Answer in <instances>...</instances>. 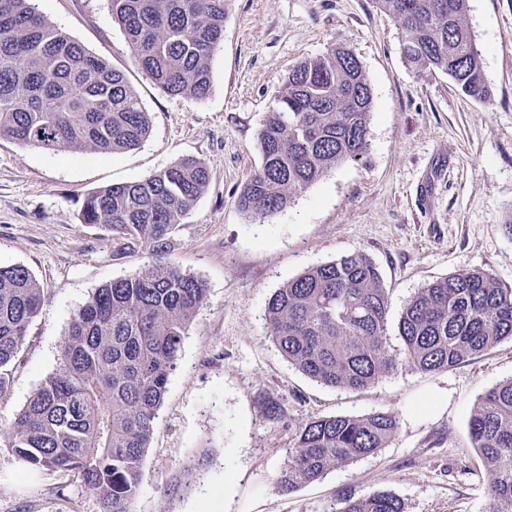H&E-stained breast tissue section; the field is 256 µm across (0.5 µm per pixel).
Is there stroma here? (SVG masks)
<instances>
[{
  "label": "stroma",
  "instance_id": "obj_1",
  "mask_svg": "<svg viewBox=\"0 0 512 512\" xmlns=\"http://www.w3.org/2000/svg\"><path fill=\"white\" fill-rule=\"evenodd\" d=\"M50 23L121 70L150 117L148 136L115 154L46 151L0 140V266L27 267L44 290L14 367L0 422L9 423L58 365L73 315L91 292L146 266L171 264L203 280L207 300L178 354L142 462L134 512H227L230 489L260 493L265 512H336L343 497L381 492L405 512H491L485 465L469 437L481 396L512 378V339L452 368L402 369L361 391L302 374L274 346L270 297L306 268L360 252L389 291V351L407 301L429 282L481 269L512 284V0H469L489 101L447 75L421 77L401 54V31L374 0H228L224 39L204 99L171 96L135 65L109 0H32ZM361 61L373 91L369 150L329 170L283 210L256 219L237 201L261 165L258 132L291 69L336 43ZM185 157L210 182L167 248L116 240L81 223L84 197L134 182ZM281 414L269 416L266 399ZM389 412L385 448L290 493L277 476L299 428L325 416ZM212 465L190 491L163 490L203 447ZM0 512H101L70 472L36 470L0 444Z\"/></svg>",
  "mask_w": 512,
  "mask_h": 512
}]
</instances>
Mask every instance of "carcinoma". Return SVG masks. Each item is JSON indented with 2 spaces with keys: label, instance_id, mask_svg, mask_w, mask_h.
<instances>
[{
  "label": "carcinoma",
  "instance_id": "carcinoma-1",
  "mask_svg": "<svg viewBox=\"0 0 512 512\" xmlns=\"http://www.w3.org/2000/svg\"><path fill=\"white\" fill-rule=\"evenodd\" d=\"M133 61L166 93L205 98L211 59L224 36L226 0H109ZM397 21L405 62L421 75H448L461 93L486 102L492 90L465 17L469 0H375ZM372 89L355 53L336 44L288 74L258 133L260 168L241 209L263 219L329 169L359 161L369 146ZM148 113L124 74L53 28L31 0H0V139L48 151L111 154L138 146ZM206 166L185 158L139 181L96 190L80 221L137 239L158 252L204 193ZM207 298L203 280L151 265L97 289L74 315L58 367L33 392L0 443L30 467L76 474L103 512H132L141 465L183 341ZM43 304V288L22 265L0 267V401ZM388 291L362 253L306 269L278 288L265 319L282 356L338 390L367 389L404 366L448 369L512 338V286L473 269L438 278L404 306L400 356L389 352ZM391 413L319 417L296 434L277 484L291 492L329 469L386 447ZM487 467L492 512H512V379L488 390L469 422ZM213 460L203 448L164 490L183 496ZM337 512H405L382 492L343 499Z\"/></svg>",
  "mask_w": 512,
  "mask_h": 512
}]
</instances>
